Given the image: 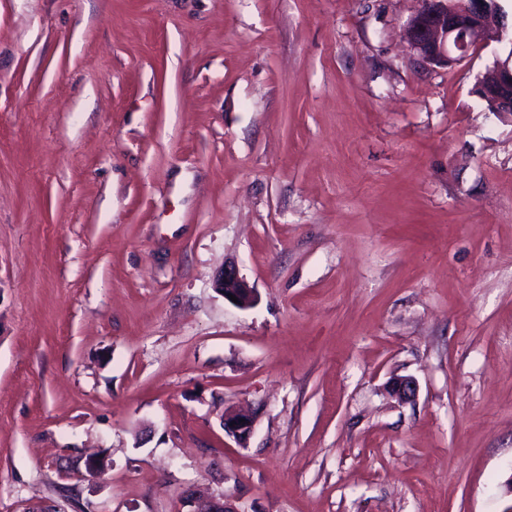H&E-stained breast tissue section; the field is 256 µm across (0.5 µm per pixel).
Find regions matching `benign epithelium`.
Returning <instances> with one entry per match:
<instances>
[{
    "label": "benign epithelium",
    "mask_w": 512,
    "mask_h": 512,
    "mask_svg": "<svg viewBox=\"0 0 512 512\" xmlns=\"http://www.w3.org/2000/svg\"><path fill=\"white\" fill-rule=\"evenodd\" d=\"M419 7L403 28L405 51L410 58L431 65L440 58L462 59L475 46L501 43L512 34V20L496 14L489 0H418ZM475 93L479 98L495 99L499 117L512 114V65L500 63L497 78L489 83H478ZM215 289L223 295L238 298L236 306L247 308L256 301V294L240 275L233 263L224 265L217 275ZM418 390L410 377L395 380L392 394L400 401H411ZM225 435L243 444L250 437L254 417L245 413H226L222 416ZM193 504L191 512H234L224 497L212 492L193 490L186 496Z\"/></svg>",
    "instance_id": "obj_1"
}]
</instances>
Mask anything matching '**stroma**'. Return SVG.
Wrapping results in <instances>:
<instances>
[{
  "label": "stroma",
  "instance_id": "35a3bbf8",
  "mask_svg": "<svg viewBox=\"0 0 512 512\" xmlns=\"http://www.w3.org/2000/svg\"><path fill=\"white\" fill-rule=\"evenodd\" d=\"M416 7L0 0V512L512 504L511 50ZM419 7L403 28L410 58L432 65L440 58L461 60L475 46L501 43L510 33L512 15L496 14L489 0H417ZM475 93L482 100L484 96L495 99L499 117L510 116L512 111V65L509 62H502L499 66L497 78L489 83H478ZM215 289L224 295L225 300L241 308H247L256 301L253 287L240 275L237 266L233 263L224 265L217 275ZM228 294L238 298V303H234ZM240 419H244V422H240ZM254 420L252 415L245 413H226L221 419L225 435L233 438L239 444H244L250 437ZM231 422H234V426H231ZM186 500L194 506L190 512H236L224 502L222 495L212 492L192 490Z\"/></svg>",
  "mask_w": 512,
  "mask_h": 512
}]
</instances>
